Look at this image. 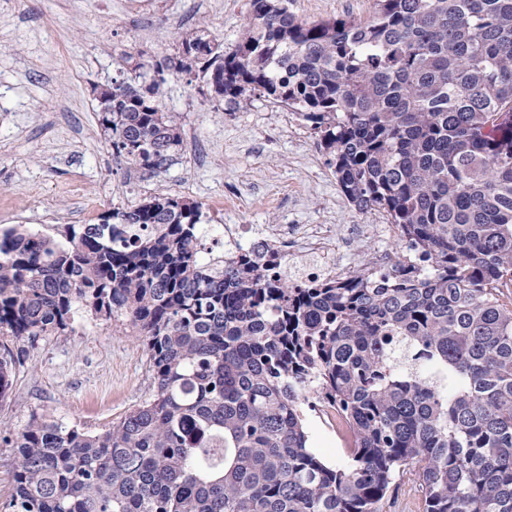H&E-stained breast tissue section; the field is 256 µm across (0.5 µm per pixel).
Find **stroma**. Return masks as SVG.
<instances>
[{
  "label": "stroma",
  "instance_id": "35a3bbf8",
  "mask_svg": "<svg viewBox=\"0 0 512 512\" xmlns=\"http://www.w3.org/2000/svg\"><path fill=\"white\" fill-rule=\"evenodd\" d=\"M377 0H288L300 21L369 19ZM250 0H0V228L24 224L61 236L66 225L158 193L202 206L200 228L212 256L227 249L216 224H327L350 244L360 266L377 249L399 254L398 236L381 238L376 210L348 201L316 138L287 107L262 98L230 112L201 81L167 77L162 108L178 116L183 147L156 172L112 152L94 88L133 78L126 57L151 65L175 57L197 27L232 46ZM16 365L0 400V423L31 416L99 433L153 393L142 339L126 321L77 317L72 327L35 340L8 339ZM309 446L327 465L347 464L335 432L304 411ZM413 473L396 479L383 512H423Z\"/></svg>",
  "mask_w": 512,
  "mask_h": 512
}]
</instances>
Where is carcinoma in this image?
I'll return each mask as SVG.
<instances>
[{"label":"carcinoma","mask_w":512,"mask_h":512,"mask_svg":"<svg viewBox=\"0 0 512 512\" xmlns=\"http://www.w3.org/2000/svg\"><path fill=\"white\" fill-rule=\"evenodd\" d=\"M180 49L178 72L214 77L227 110L291 108L427 272L303 282L265 245L206 261L201 205L167 194L60 239L0 228V336L124 318L155 388L103 432L0 427L12 512H380L410 467L423 512H512V0H378L366 21L312 23L251 0L234 45L196 28ZM136 78L112 80L99 120L154 172L182 126L166 80ZM14 364L3 348L0 399ZM310 393L352 431L342 468L307 447Z\"/></svg>","instance_id":"1"}]
</instances>
